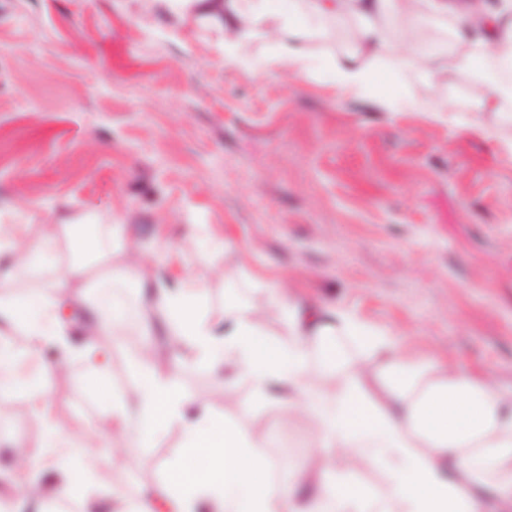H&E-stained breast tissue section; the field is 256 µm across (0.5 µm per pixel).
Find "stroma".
Returning a JSON list of instances; mask_svg holds the SVG:
<instances>
[{
  "instance_id": "stroma-1",
  "label": "stroma",
  "mask_w": 512,
  "mask_h": 512,
  "mask_svg": "<svg viewBox=\"0 0 512 512\" xmlns=\"http://www.w3.org/2000/svg\"><path fill=\"white\" fill-rule=\"evenodd\" d=\"M244 56L224 51V17L168 0H0V225L92 224L102 246L76 284L80 299L120 296L132 313L105 336L109 388L47 379L68 435L102 426L127 362L155 347L184 391L216 414L268 434L278 489L315 452L299 411L283 416L233 382L215 394L204 366L171 351L139 289L123 278L132 249L167 244L153 276L205 287L215 328L248 315L275 341L288 323L283 293L311 322L350 312L402 340L403 355L448 363L512 387V111L474 109L472 72L447 81L417 74L415 99L448 102L450 117L390 112L342 98L320 65L352 49L350 24L312 36L303 74L271 64L267 24L246 31ZM493 127L496 138L484 135ZM196 241L206 260L188 259ZM234 296L233 308L224 299ZM45 455L42 420L17 389L0 393V508L53 512L11 482L16 447ZM171 425L143 448L98 447L95 499L110 487L160 512L161 482L179 456Z\"/></svg>"
}]
</instances>
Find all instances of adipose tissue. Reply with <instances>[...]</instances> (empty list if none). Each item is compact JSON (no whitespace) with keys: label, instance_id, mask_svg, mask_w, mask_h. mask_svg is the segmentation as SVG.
I'll return each mask as SVG.
<instances>
[{"label":"adipose tissue","instance_id":"ef3b65f1","mask_svg":"<svg viewBox=\"0 0 512 512\" xmlns=\"http://www.w3.org/2000/svg\"><path fill=\"white\" fill-rule=\"evenodd\" d=\"M223 9L227 52L244 53L236 32L265 21L280 35L275 59L300 72L311 68L306 41L324 21L359 20L354 50L326 57L322 69L342 94L371 99L391 112L438 117L448 109L444 103L407 98L401 71L439 77L455 63L473 72L489 66L512 71L511 4L486 17L456 0H290L286 6L281 0H224ZM427 9L455 13L456 60L417 51L409 36L391 41L390 26L420 27ZM23 230L20 224L0 225V255L14 260L10 274L0 276V319L8 325V337L0 341V389L20 388L30 396L32 410L44 420V445L51 450L16 466L26 493L87 501L97 478L92 447L104 440L146 447L176 423L183 445L162 492L168 512H348L352 501L370 496L350 479V471L376 463L386 474L379 512H489L493 501L502 512H512V388L501 390L456 368L407 359L391 330L353 316L342 317L332 329L305 331L303 319L278 294L272 301L293 329L288 341H269L247 316L217 337L200 310L201 283L187 281L171 291L153 284L138 262L127 268L129 282L150 289L152 306L169 335L207 365L220 384L238 374L251 383L257 399H277L283 412L296 408L314 420L321 449L309 454L296 474L313 471L324 482L308 497L274 489L263 454L264 432L244 431L208 406H195L150 350L129 361L132 386L112 391L111 430L94 428L81 440L68 439L53 417L49 393L36 379L18 374V355H37L45 345H57L59 356L45 362L44 370L95 385L104 379L107 365L98 339L126 326L127 309L116 297L79 307L74 285L87 273L81 258L89 254L91 242L75 234L72 225H53L34 242ZM61 235L69 237L77 260L60 274L54 294L19 290L20 280L50 263ZM340 336L367 339L379 361L358 365L347 386L328 392L310 374L315 369L335 374ZM78 359L86 360L90 370L76 377L71 364Z\"/></svg>","mask_w":512,"mask_h":512}]
</instances>
